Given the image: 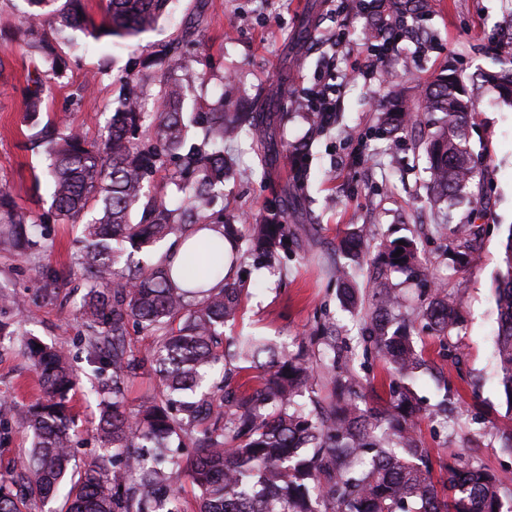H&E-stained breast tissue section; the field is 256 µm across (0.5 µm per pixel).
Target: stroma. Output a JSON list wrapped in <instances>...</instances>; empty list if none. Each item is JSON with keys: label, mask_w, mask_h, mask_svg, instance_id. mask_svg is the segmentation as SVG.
Masks as SVG:
<instances>
[{"label": "stroma", "mask_w": 512, "mask_h": 512, "mask_svg": "<svg viewBox=\"0 0 512 512\" xmlns=\"http://www.w3.org/2000/svg\"><path fill=\"white\" fill-rule=\"evenodd\" d=\"M392 19H404L409 30L388 60L389 75L365 78L364 44L376 30L361 0H347L336 12L333 0H172L154 29L128 40L79 36L77 45H59L65 64L52 84L41 111L28 118L22 90L28 72L39 60L26 47L0 42V183L10 184L16 201L42 221L41 234L26 254L0 249V291L13 307L5 313L15 334L0 344V399L17 406L31 403L38 377L23 352L22 342L37 337L70 351L78 377L70 397L78 435L74 456L90 462L100 451L95 425L98 416L95 370L77 348L85 328L81 307L89 281L75 266L82 232L78 224L44 222L53 187L42 178L44 156L27 139L29 123L66 121L88 139H99L119 99L122 77L137 74L154 46L190 35L195 64L180 74L186 93L184 109L197 111L216 100L227 81L240 85L239 100L224 104L235 111L260 88H282L285 111L292 118L285 130L289 147L308 142L310 177L304 190L295 187L289 154L280 152L270 178L248 137L228 144L237 162L224 184L227 212L253 219L267 200L282 193L288 200L285 221L294 237L312 240L308 250L282 257L279 266L252 271L247 278L236 322L225 335L253 332L289 351H297L316 322L335 324L347 345L350 369L365 383L364 404L386 398L385 387H372L385 370L364 339L360 314L345 310L335 281L325 271L339 261L336 243L352 227L362 228L368 241L415 240L434 281L455 300L459 324L445 339L420 334L426 348V369L413 383L425 412L419 435L433 460L467 454L475 464L512 473V453L503 451L497 429L512 418L499 383L494 338L497 311L495 287L503 267L504 245L512 231V105L500 98L484 76L512 58V0H388ZM314 20L310 43L298 42L302 23ZM346 30L349 49L334 47L337 30ZM341 71L336 123L330 132L312 136L307 94L328 60ZM454 71L475 101L470 144L489 168L474 185L480 211L459 204L453 223L476 222L480 247L474 261L454 270L431 236L433 218L427 200V160L409 134L398 145L375 137L384 113L420 112L426 86L439 73ZM206 80H199V72ZM92 89L83 90L87 76ZM71 270L57 295L42 298L41 273ZM450 395L447 421L435 414L443 395ZM31 439L24 427L10 422L0 435V477L18 472Z\"/></svg>", "instance_id": "1"}]
</instances>
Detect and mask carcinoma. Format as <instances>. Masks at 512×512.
<instances>
[{
	"instance_id": "obj_1",
	"label": "carcinoma",
	"mask_w": 512,
	"mask_h": 512,
	"mask_svg": "<svg viewBox=\"0 0 512 512\" xmlns=\"http://www.w3.org/2000/svg\"><path fill=\"white\" fill-rule=\"evenodd\" d=\"M29 0L31 11L23 41L40 66L25 86L27 111L41 109L51 80L63 72L58 43L76 44V32L99 39H129L152 27L168 0H106L109 25L102 27L82 0ZM156 73L128 78L123 97L100 142L89 143L62 123H48L30 135L31 148L47 160L53 185L49 215L72 224L97 209L83 225L77 264L90 278L82 306L86 335L81 348L96 367L101 453L75 471L71 452L75 418L69 393L75 386L66 351L31 338L28 359L41 374V396L23 409L0 401V414L15 413L32 437L22 482L0 478V512H34L37 503L69 491L64 512H165L175 501L174 475L199 492V512H512V477L473 464L464 453L450 455L434 478L428 448L415 433L422 409L412 381L425 363L414 336L422 327L438 338L457 325V309L440 287L413 311L391 273L426 275L417 246L409 239L382 242L374 257L364 236L350 233L338 248L347 262L332 269L341 300L358 310L353 270L369 265L373 303L367 317V342L393 375L389 399L380 406L359 405L360 381L350 371L336 372L346 359L336 344L334 326H324L313 341L317 350L278 351L252 333L224 335L236 320L244 281L226 277L209 286L225 265L242 266L252 258L270 264L292 249L295 240L284 224L287 202L272 200L262 218L213 217L224 178L232 170L224 143L247 131L264 167L275 163L284 142L276 128L288 121L278 112L275 94L256 100L245 112L224 111L219 97L206 112H185L184 88L177 72L189 59L179 44L168 42L151 52ZM160 86L155 124L145 129L139 108L144 85ZM476 107L454 73L440 75L423 97L422 115L389 117L379 135L395 143L398 133L419 120L429 128L419 141L429 158V202L438 217L436 232L448 223V207L481 176L469 148L468 125ZM200 130L201 144L187 145L189 131ZM300 181L307 180L309 151L294 149ZM163 172L182 193L168 204L149 194L155 174ZM0 245L26 249L37 225L19 208L9 187L0 186ZM222 228L233 250L209 237L198 238L184 256L178 274L165 259L136 261L125 245L140 251L171 239L178 242L207 226ZM473 225L458 224L452 235L463 243L454 262H471ZM403 253L396 254L398 249ZM505 271L497 280L495 353L500 384L512 409V229L505 246ZM133 331L154 335L148 355L127 341ZM41 347H36V344ZM235 359L219 383L204 386L214 365ZM159 376L162 391L140 408L126 409L127 384L145 370ZM259 370L254 386H232L242 372ZM335 379L339 394L307 407L297 401L315 392L319 380Z\"/></svg>"
}]
</instances>
